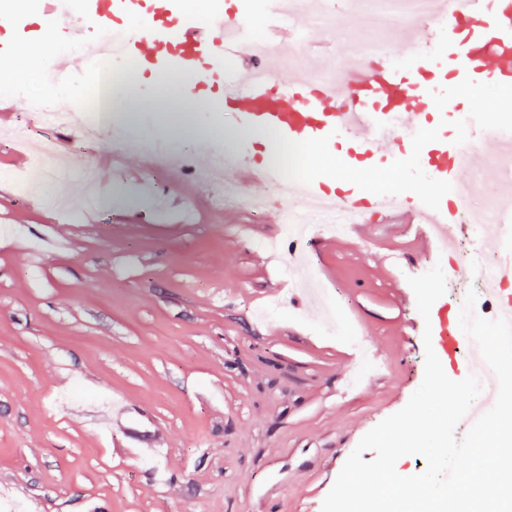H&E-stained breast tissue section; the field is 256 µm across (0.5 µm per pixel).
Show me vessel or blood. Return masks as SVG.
Returning <instances> with one entry per match:
<instances>
[{
    "label": "vessel or blood",
    "instance_id": "1",
    "mask_svg": "<svg viewBox=\"0 0 512 512\" xmlns=\"http://www.w3.org/2000/svg\"><path fill=\"white\" fill-rule=\"evenodd\" d=\"M75 7L89 24L113 30L111 48L56 57L58 83L79 94L100 93L93 78L109 54L157 77L188 82L196 108L229 110L240 125L261 128L289 145L341 146L339 165L345 169L372 174L373 158L407 142L409 152L400 158L406 179L386 193L357 183L333 191L316 172L293 189L296 196L360 218L386 210L398 224L458 223L456 207L428 203L420 187H461L480 154L458 140L440 137L430 149L424 140L446 124L462 88L488 81L512 88V0H430L431 25L401 31L398 59L354 63L329 83L299 68L261 72L244 12L205 24L188 16L180 0H39L36 12L58 26ZM262 13L272 46L293 41L313 20L311 13L290 10L289 0H262ZM130 19L136 32L127 29ZM31 28L27 17L0 0V56L12 54L16 39ZM219 158L237 181L264 188L280 180L272 165L252 161L247 147L221 157L206 150L197 163L205 169Z\"/></svg>",
    "mask_w": 512,
    "mask_h": 512
}]
</instances>
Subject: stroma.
Returning a JSON list of instances; mask_svg holds the SVG:
<instances>
[{
    "instance_id": "35a3bbf8",
    "label": "stroma",
    "mask_w": 512,
    "mask_h": 512,
    "mask_svg": "<svg viewBox=\"0 0 512 512\" xmlns=\"http://www.w3.org/2000/svg\"><path fill=\"white\" fill-rule=\"evenodd\" d=\"M483 156L512 94L462 89ZM177 84L139 79L123 120L192 152L239 147L222 125L183 120ZM0 124V512H321L360 439L401 410L424 376V327L447 376L468 368L448 333V297L422 319L409 277L435 256L423 224H362L334 240L312 230L307 264L338 290L375 358L355 388L359 352L291 297L265 247L281 205L215 213L218 187L183 171L141 177L130 156L96 211L59 218L23 196L29 146ZM51 155L82 169L105 157L74 127L48 132ZM121 405V424L112 407Z\"/></svg>"
}]
</instances>
